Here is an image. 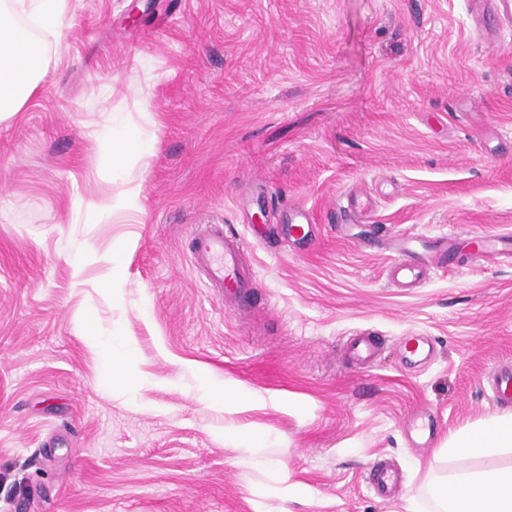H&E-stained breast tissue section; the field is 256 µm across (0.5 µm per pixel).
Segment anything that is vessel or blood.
I'll return each mask as SVG.
<instances>
[{"mask_svg":"<svg viewBox=\"0 0 512 512\" xmlns=\"http://www.w3.org/2000/svg\"><path fill=\"white\" fill-rule=\"evenodd\" d=\"M285 222L288 234L296 241H307L311 229L307 211L300 206L289 207ZM471 246L483 260L512 257V236L506 234H477ZM248 247L237 232L224 229L219 224H207L192 232L191 259L195 269L201 270L206 283L221 289L224 308L236 314L244 310L254 286L251 268L244 263L243 256ZM431 264L419 249L417 240H405L400 254L389 270L393 285L410 288L429 277ZM495 399L504 406L512 405V366H503L493 375ZM400 481L395 471L384 466H375L369 478V486L378 496L386 497Z\"/></svg>","mask_w":512,"mask_h":512,"instance_id":"b4317fda","label":"vessel or blood"}]
</instances>
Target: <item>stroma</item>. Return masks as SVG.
I'll list each match as a JSON object with an SVG mask.
<instances>
[{
    "instance_id": "obj_1",
    "label": "stroma",
    "mask_w": 512,
    "mask_h": 512,
    "mask_svg": "<svg viewBox=\"0 0 512 512\" xmlns=\"http://www.w3.org/2000/svg\"><path fill=\"white\" fill-rule=\"evenodd\" d=\"M486 8L68 0L72 37L0 123V512H403L432 475L485 467L438 451L505 412L512 262L460 247L396 288L387 242L344 238L337 208L369 198L392 236L512 235V36ZM114 129L149 142L140 208L90 213L124 188ZM291 204L307 243L282 232ZM198 224L247 239L248 317L193 268ZM359 334L380 341L367 365ZM417 335L435 353L414 366ZM234 386L248 398L219 403ZM382 460L392 499L367 488ZM495 401L504 406L512 405V366H502L493 374Z\"/></svg>"
}]
</instances>
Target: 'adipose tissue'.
<instances>
[{
    "label": "adipose tissue",
    "mask_w": 512,
    "mask_h": 512,
    "mask_svg": "<svg viewBox=\"0 0 512 512\" xmlns=\"http://www.w3.org/2000/svg\"><path fill=\"white\" fill-rule=\"evenodd\" d=\"M67 0H0V122L42 85L53 50L67 38ZM512 448V415H491L447 442L454 457H491ZM404 512H512V468L465 471L431 480Z\"/></svg>",
    "instance_id": "obj_1"
}]
</instances>
